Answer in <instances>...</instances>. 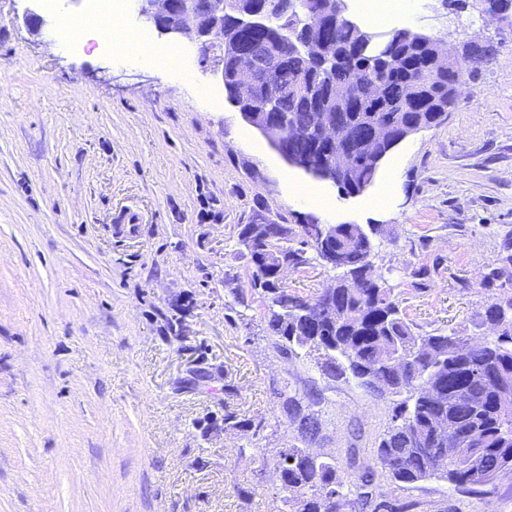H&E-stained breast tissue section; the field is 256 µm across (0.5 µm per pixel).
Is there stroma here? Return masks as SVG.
I'll list each match as a JSON object with an SVG mask.
<instances>
[{
  "instance_id": "35a3bbf8",
  "label": "stroma",
  "mask_w": 512,
  "mask_h": 512,
  "mask_svg": "<svg viewBox=\"0 0 512 512\" xmlns=\"http://www.w3.org/2000/svg\"><path fill=\"white\" fill-rule=\"evenodd\" d=\"M86 6L0 0V512H274L263 454L294 437L276 385L321 395L311 451L373 466L397 397L272 351L239 227H296L313 214L303 188H320L336 200L320 223L383 225L375 270L414 326L494 339L486 305L512 296L485 280L512 255V18L406 0L396 27L498 53L347 197L241 118L190 39L185 76L95 51L62 27ZM391 174L390 206L371 210ZM228 411L265 428L225 427ZM377 484L414 512H512L508 471L476 493Z\"/></svg>"
}]
</instances>
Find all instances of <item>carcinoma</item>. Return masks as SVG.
Returning a JSON list of instances; mask_svg holds the SVG:
<instances>
[{
  "instance_id": "cac0c4a2",
  "label": "carcinoma",
  "mask_w": 512,
  "mask_h": 512,
  "mask_svg": "<svg viewBox=\"0 0 512 512\" xmlns=\"http://www.w3.org/2000/svg\"><path fill=\"white\" fill-rule=\"evenodd\" d=\"M345 0H297L288 16H274L266 30L243 45L227 43L224 92L232 94L234 61L239 48L262 47L277 73V87L257 86L256 111L265 112L285 129L316 126L318 111L311 102L328 95L331 85H343L349 98L336 101V123L346 130L355 150L353 174L336 180L347 195L363 192L376 179L380 161L361 144L377 125L395 134L415 124L422 129L441 125L457 102L467 69L457 63L443 67L436 58L437 39L400 28L387 33L388 56L366 49L368 31L346 14ZM326 24L327 59L305 57L281 38L291 31L302 38ZM377 79L382 96H364L365 84ZM253 225H240L238 238L248 248L250 290L260 295L271 333L270 346L283 358L318 355L322 374H351L362 387L382 395L407 394L395 406L391 424L380 437L375 464L399 485L443 480L474 491L503 471H512V405L501 403L502 391L512 392V297L492 302L485 318L497 328L492 341L456 332L418 333L400 309L394 290L373 276V236L380 224H338L335 233L319 239L315 218L299 225H265V236L252 244ZM324 259L328 251L346 255L334 284L314 296L291 292L280 282L278 268L310 264L308 250ZM296 436L278 448L270 463L283 492L277 512H366L374 502L375 470L353 482L356 496L343 493L350 479L342 476L332 455L318 454L300 444L318 434L320 422L309 406L317 395L306 394L307 405L288 387L273 388ZM224 426L258 435L264 421L224 414ZM446 448L467 449L466 458L442 460Z\"/></svg>"
}]
</instances>
